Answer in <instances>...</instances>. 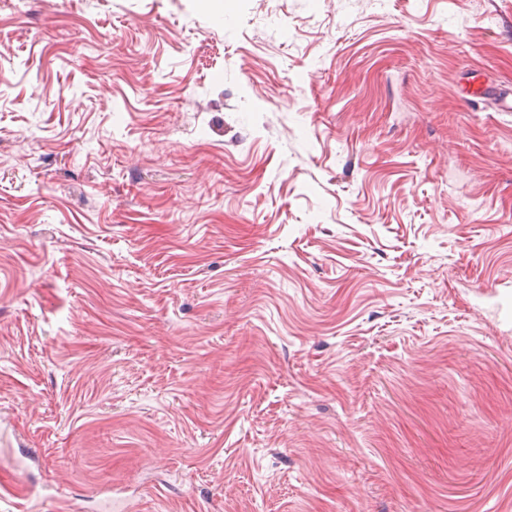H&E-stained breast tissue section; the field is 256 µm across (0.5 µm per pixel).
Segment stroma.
Segmentation results:
<instances>
[{
    "label": "stroma",
    "instance_id": "obj_1",
    "mask_svg": "<svg viewBox=\"0 0 512 512\" xmlns=\"http://www.w3.org/2000/svg\"><path fill=\"white\" fill-rule=\"evenodd\" d=\"M512 0H0V512H512Z\"/></svg>",
    "mask_w": 512,
    "mask_h": 512
}]
</instances>
